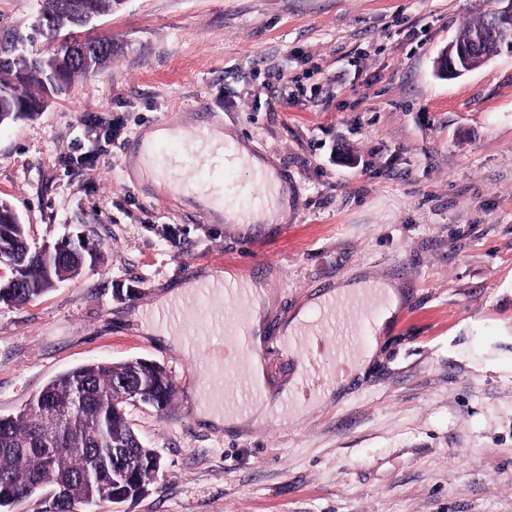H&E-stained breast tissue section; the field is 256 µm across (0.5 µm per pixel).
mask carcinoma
Wrapping results in <instances>:
<instances>
[{"label":"carcinoma","instance_id":"obj_1","mask_svg":"<svg viewBox=\"0 0 512 512\" xmlns=\"http://www.w3.org/2000/svg\"><path fill=\"white\" fill-rule=\"evenodd\" d=\"M118 4L119 0H41L42 26L22 30L18 36L29 50L20 52L0 45V121L13 122L22 107L34 110L47 101L44 92L50 80L36 64V57L56 56L61 91L111 61L112 54L92 51L87 58L73 62L66 35L75 29L77 16L96 18L112 12ZM39 41L44 49L38 53L31 47ZM511 48L512 18L491 9L463 26L448 46V59L469 71ZM96 258V251L80 242L64 258L48 260L30 244L24 225H9L0 232V262L14 267L18 278L15 287L0 290V301H32L55 283L78 275ZM123 382L141 389L159 410L175 394L171 375L159 364L96 361L55 376L38 393L37 408L53 411V420L37 424L27 407L14 417L0 416V512H8L15 501L31 495L46 481L55 483L57 495L70 507L77 501L95 507L102 501L118 503L144 495L160 463L153 449L141 444L127 417L126 402L111 398L115 385ZM125 449L128 454L120 456L128 471L124 482L112 483L106 470L99 471L92 484L79 480L82 473L96 467L100 457Z\"/></svg>","mask_w":512,"mask_h":512}]
</instances>
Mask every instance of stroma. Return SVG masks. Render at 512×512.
Masks as SVG:
<instances>
[{
    "instance_id": "1",
    "label": "stroma",
    "mask_w": 512,
    "mask_h": 512,
    "mask_svg": "<svg viewBox=\"0 0 512 512\" xmlns=\"http://www.w3.org/2000/svg\"><path fill=\"white\" fill-rule=\"evenodd\" d=\"M495 0H121L112 61L0 125V199L30 240L98 258L0 304V415L95 360L163 365L177 394L128 418L161 469L123 512H512V53L433 61ZM216 121L291 191L284 224L236 230L129 180L144 130ZM211 270L262 284L270 399L303 349L284 332L341 281L406 297L363 376L253 429L196 412L198 362L145 333L159 298Z\"/></svg>"
}]
</instances>
